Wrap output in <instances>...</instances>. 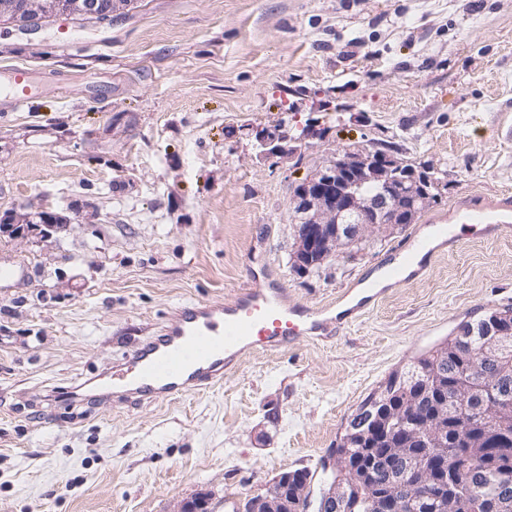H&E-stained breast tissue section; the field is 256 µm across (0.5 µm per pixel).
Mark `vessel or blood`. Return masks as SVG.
I'll list each match as a JSON object with an SVG mask.
<instances>
[{
	"instance_id": "obj_1",
	"label": "vessel or blood",
	"mask_w": 512,
	"mask_h": 512,
	"mask_svg": "<svg viewBox=\"0 0 512 512\" xmlns=\"http://www.w3.org/2000/svg\"><path fill=\"white\" fill-rule=\"evenodd\" d=\"M48 86L45 76L28 67L1 69L0 112L26 106ZM458 224L479 228L487 236L512 231V200L455 207L447 223L430 224L429 241L410 236L378 266L377 277L356 281L333 306L293 302L281 288L254 274L231 301L179 307L160 335L135 347L122 368L107 373L101 387L131 400L168 399L222 381L252 351L285 347L303 337L332 336L384 295L380 280L398 284L420 277L435 256L459 241L454 230Z\"/></svg>"
}]
</instances>
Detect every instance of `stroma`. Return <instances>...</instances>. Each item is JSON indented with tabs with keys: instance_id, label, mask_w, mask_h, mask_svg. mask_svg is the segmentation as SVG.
<instances>
[{
	"instance_id": "stroma-1",
	"label": "stroma",
	"mask_w": 512,
	"mask_h": 512,
	"mask_svg": "<svg viewBox=\"0 0 512 512\" xmlns=\"http://www.w3.org/2000/svg\"><path fill=\"white\" fill-rule=\"evenodd\" d=\"M11 66L51 87L0 112V214L44 205L68 228L0 240L24 266L0 280V512H175L201 493L225 512L296 469L321 488L370 393L512 306V234H474L334 338L253 351L211 389L59 403L250 270L326 306L408 239L292 270L293 191L338 154L387 140L445 170L423 225L512 197V0H134L101 23L0 24ZM278 123L293 149L263 155L251 130Z\"/></svg>"
}]
</instances>
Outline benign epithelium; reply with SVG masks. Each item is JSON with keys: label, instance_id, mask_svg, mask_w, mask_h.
<instances>
[{"label": "benign epithelium", "instance_id": "1", "mask_svg": "<svg viewBox=\"0 0 512 512\" xmlns=\"http://www.w3.org/2000/svg\"><path fill=\"white\" fill-rule=\"evenodd\" d=\"M133 0H0V22H19L23 26H36L51 18L95 19L107 21L128 10ZM257 144L271 155L288 152V132L283 127L266 126L254 129ZM400 163L391 155L374 157L365 151L346 152L319 165L297 187L292 196L294 221L299 223L294 233L292 257L296 265L306 266L305 260L320 255L328 261L353 253L373 232L386 237L405 223L409 213L424 209L435 202L436 195L417 190L416 175L409 181L412 188H394L401 180ZM376 183L379 190L370 194L364 185ZM61 229L56 213L38 208L21 215L10 213L0 220V240L28 241L47 237ZM494 357L502 367L512 361V331L499 323L484 328L477 355L469 368L461 372L464 388L433 403L430 413L414 428L407 431L405 439L391 447L388 470L392 499L386 501L376 493L365 476H348L360 484L365 494L368 512H405L419 493L433 489L429 483L428 459L410 449V444L420 439L426 447L443 455L445 432L448 423L485 422L494 427V412L512 404H494L491 398L499 390L492 374L485 371L481 361ZM446 371L441 357L424 370L406 375L402 406L390 407L387 393L378 390L376 404L387 407L386 416L378 417L375 429L387 431L394 428L398 416L412 414L420 408V401L431 393L445 389ZM288 472L273 479L265 492L248 499L236 512H310L313 489L311 477L288 488ZM346 496L345 483L333 481L323 485L321 512H336V502ZM512 502V481L504 478L498 486L495 508L502 510ZM178 512H213L211 499L197 496L181 504Z\"/></svg>", "mask_w": 512, "mask_h": 512}]
</instances>
